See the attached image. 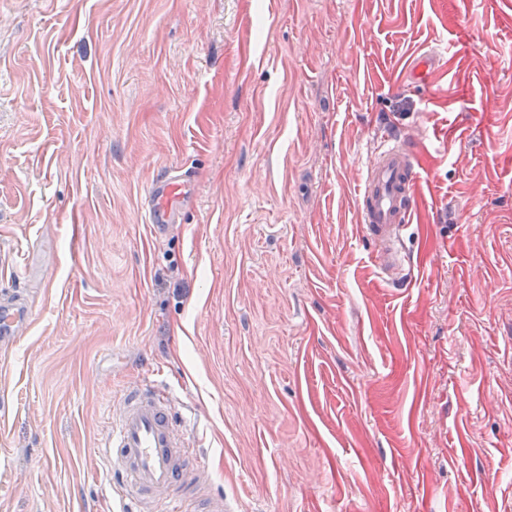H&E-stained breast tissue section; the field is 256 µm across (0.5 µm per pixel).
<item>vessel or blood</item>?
<instances>
[{"instance_id": "obj_1", "label": "vessel or blood", "mask_w": 512, "mask_h": 512, "mask_svg": "<svg viewBox=\"0 0 512 512\" xmlns=\"http://www.w3.org/2000/svg\"><path fill=\"white\" fill-rule=\"evenodd\" d=\"M418 177L414 139H389L369 166L359 196L361 232L377 245L378 263L389 281L405 275L408 258L403 242ZM191 191V181L184 174L155 183L147 214L155 232H163L174 222ZM27 320L22 306L0 305V336H14ZM109 430L101 452L123 475L125 499L149 503L152 512H183L182 496L200 473L186 465L193 450L177 434L169 390L158 370H150L141 383L122 390L120 408Z\"/></svg>"}]
</instances>
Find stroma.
I'll use <instances>...</instances> for the list:
<instances>
[{
  "label": "stroma",
  "instance_id": "stroma-1",
  "mask_svg": "<svg viewBox=\"0 0 512 512\" xmlns=\"http://www.w3.org/2000/svg\"><path fill=\"white\" fill-rule=\"evenodd\" d=\"M414 130L389 283L356 196ZM2 297L0 512H123L147 366L226 512H512V0H0ZM192 186L186 174L168 175L155 183L150 196L147 222L157 234L174 222ZM28 321L27 311L20 305H0V335L10 338Z\"/></svg>",
  "mask_w": 512,
  "mask_h": 512
}]
</instances>
